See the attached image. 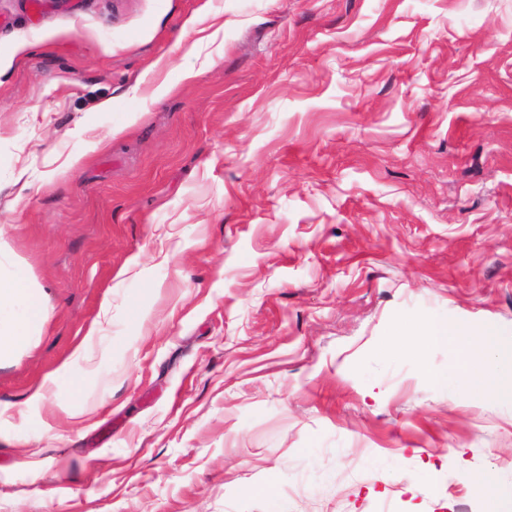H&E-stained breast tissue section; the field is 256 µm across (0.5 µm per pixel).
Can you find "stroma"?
<instances>
[{"label":"stroma","mask_w":512,"mask_h":512,"mask_svg":"<svg viewBox=\"0 0 512 512\" xmlns=\"http://www.w3.org/2000/svg\"><path fill=\"white\" fill-rule=\"evenodd\" d=\"M18 269L0 512H512V0H0ZM33 290L27 276L20 270L8 280H2L0 276V312L11 308L18 311L3 321L0 317V358L24 343L33 326L47 317ZM412 330L421 336V344L445 346L460 356L454 377L470 392L485 400L511 394L512 356L502 353V335L494 327L457 318L425 322ZM470 485L478 497L493 501L499 494L500 487L495 474L489 471H476L470 476Z\"/></svg>","instance_id":"obj_1"}]
</instances>
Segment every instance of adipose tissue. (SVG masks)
<instances>
[{
    "instance_id": "ef3b65f1",
    "label": "adipose tissue",
    "mask_w": 512,
    "mask_h": 512,
    "mask_svg": "<svg viewBox=\"0 0 512 512\" xmlns=\"http://www.w3.org/2000/svg\"><path fill=\"white\" fill-rule=\"evenodd\" d=\"M2 309L12 312L11 317L0 320V356H5L24 343L33 326L44 321L47 314L21 272L11 279H0ZM417 331L422 344L448 347L462 360L451 374L426 369V376L434 384L445 385L453 376L464 388L486 400L512 393V358L503 354L500 333L494 327L457 318L429 321L419 325Z\"/></svg>"
}]
</instances>
